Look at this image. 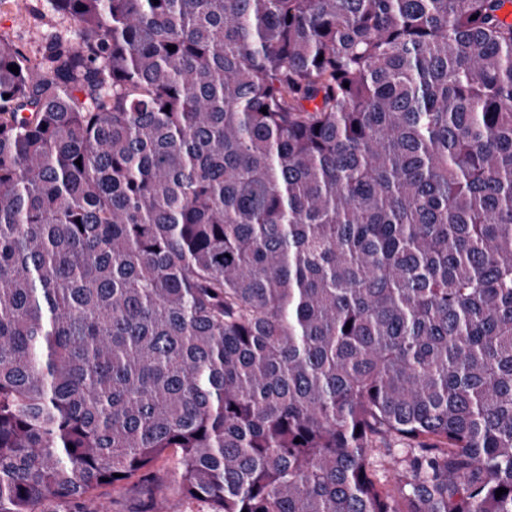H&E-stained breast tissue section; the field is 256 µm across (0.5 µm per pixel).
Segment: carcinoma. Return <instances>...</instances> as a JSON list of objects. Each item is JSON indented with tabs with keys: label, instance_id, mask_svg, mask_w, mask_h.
<instances>
[{
	"label": "carcinoma",
	"instance_id": "obj_1",
	"mask_svg": "<svg viewBox=\"0 0 512 512\" xmlns=\"http://www.w3.org/2000/svg\"><path fill=\"white\" fill-rule=\"evenodd\" d=\"M46 2L0 37V512L170 449L209 512H512V0ZM65 25L48 10L46 0H0V33L29 54L38 52L46 36Z\"/></svg>",
	"mask_w": 512,
	"mask_h": 512
}]
</instances>
